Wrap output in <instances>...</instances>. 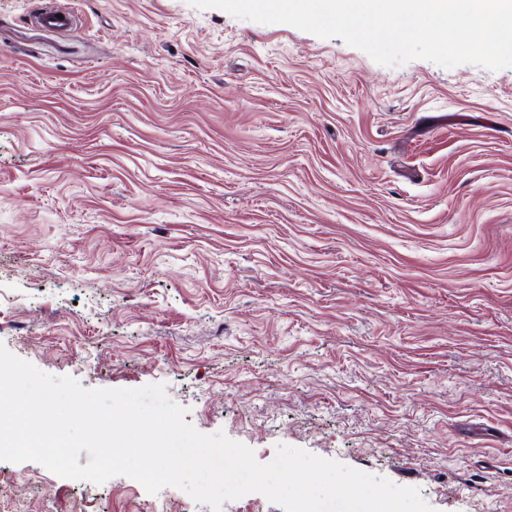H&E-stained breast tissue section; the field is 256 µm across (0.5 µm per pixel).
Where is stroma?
<instances>
[{"label":"stroma","instance_id":"1","mask_svg":"<svg viewBox=\"0 0 512 512\" xmlns=\"http://www.w3.org/2000/svg\"><path fill=\"white\" fill-rule=\"evenodd\" d=\"M0 0V342L204 434L512 512V67L188 0ZM0 460V512H180Z\"/></svg>","mask_w":512,"mask_h":512}]
</instances>
